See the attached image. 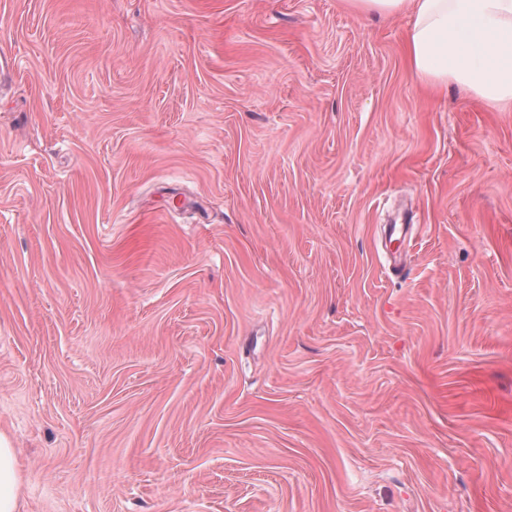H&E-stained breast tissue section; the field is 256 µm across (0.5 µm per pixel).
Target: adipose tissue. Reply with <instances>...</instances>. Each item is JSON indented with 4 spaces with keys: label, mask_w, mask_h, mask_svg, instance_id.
Listing matches in <instances>:
<instances>
[{
    "label": "adipose tissue",
    "mask_w": 512,
    "mask_h": 512,
    "mask_svg": "<svg viewBox=\"0 0 512 512\" xmlns=\"http://www.w3.org/2000/svg\"><path fill=\"white\" fill-rule=\"evenodd\" d=\"M358 14L409 11L407 63L429 88L457 85L492 107L512 105V0H346ZM27 473L0 433V512H22Z\"/></svg>",
    "instance_id": "obj_1"
}]
</instances>
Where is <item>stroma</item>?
<instances>
[{
	"instance_id": "35a3bbf8",
	"label": "stroma",
	"mask_w": 512,
	"mask_h": 512,
	"mask_svg": "<svg viewBox=\"0 0 512 512\" xmlns=\"http://www.w3.org/2000/svg\"><path fill=\"white\" fill-rule=\"evenodd\" d=\"M408 22L0 0L24 512H512V110Z\"/></svg>"
}]
</instances>
